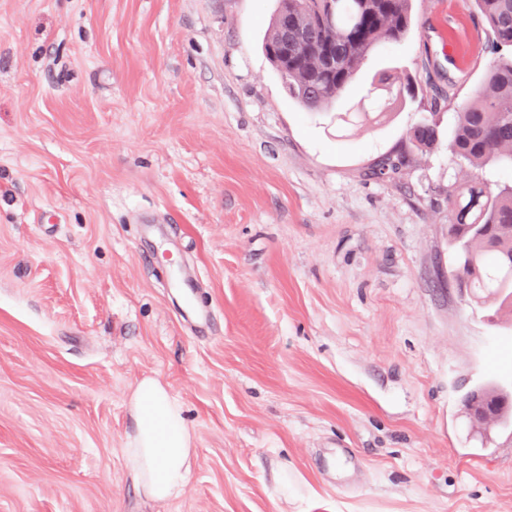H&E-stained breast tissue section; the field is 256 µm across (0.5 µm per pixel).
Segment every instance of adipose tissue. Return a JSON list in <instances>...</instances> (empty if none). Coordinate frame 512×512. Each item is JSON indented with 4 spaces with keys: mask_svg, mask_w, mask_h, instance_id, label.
<instances>
[{
    "mask_svg": "<svg viewBox=\"0 0 512 512\" xmlns=\"http://www.w3.org/2000/svg\"><path fill=\"white\" fill-rule=\"evenodd\" d=\"M135 430L124 448L129 476L147 498L166 501L187 483L196 454L180 404L154 378L139 381L130 395Z\"/></svg>",
    "mask_w": 512,
    "mask_h": 512,
    "instance_id": "ef3b65f1",
    "label": "adipose tissue"
}]
</instances>
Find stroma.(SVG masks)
<instances>
[{
  "instance_id": "35a3bbf8",
  "label": "stroma",
  "mask_w": 512,
  "mask_h": 512,
  "mask_svg": "<svg viewBox=\"0 0 512 512\" xmlns=\"http://www.w3.org/2000/svg\"><path fill=\"white\" fill-rule=\"evenodd\" d=\"M308 111L262 51L275 0H0V512H512V440L463 389L512 376V305L451 278L447 142L498 56L412 0ZM163 383L190 479L147 500L129 395ZM440 127L436 122L424 120L414 127L410 135V143L416 149L431 148L438 144Z\"/></svg>"
}]
</instances>
